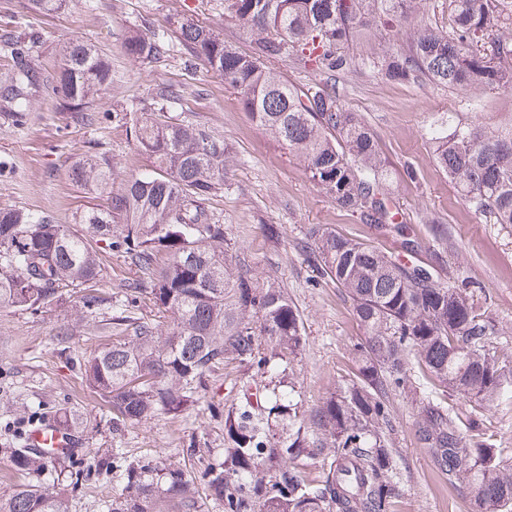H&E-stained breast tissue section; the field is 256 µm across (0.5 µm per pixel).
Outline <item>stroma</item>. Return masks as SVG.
<instances>
[{"instance_id":"obj_1","label":"stroma","mask_w":512,"mask_h":512,"mask_svg":"<svg viewBox=\"0 0 512 512\" xmlns=\"http://www.w3.org/2000/svg\"><path fill=\"white\" fill-rule=\"evenodd\" d=\"M175 13L210 23L237 50L250 47L246 29L225 16L224 0H67L52 12L35 9L31 0H0V86L14 68V41L44 78L32 88L22 119L0 111V206L47 214L70 227L80 211L106 207L127 179L150 171V158L132 136L131 119L153 106L159 86L171 87L178 93L167 106L173 121L223 136L231 162L211 209L249 264L277 277L302 317L303 343L286 371L215 369L205 377L195 405L117 433L100 399L86 387L81 363L124 336L122 317L151 323L162 335L168 332L149 298L129 301L128 286L137 273L123 253L105 240L95 245L102 269L96 288L107 299L95 313L76 312L78 299L67 294L38 310L0 305V489L27 480L9 462L10 449L22 444L20 428L38 424L42 410L59 421L69 415L80 445L51 462L50 470L69 499L70 512H105L104 501L123 492L113 449L196 478L207 464L222 461L228 446L224 415L240 404L243 383L282 384L296 406L294 423L308 427L311 413L352 378L354 348L363 336L341 291L309 264V230L331 227L385 251L401 250L399 237L337 208L287 146L250 119L236 89L204 66L186 63L168 26ZM134 31L165 37L168 52L156 59L126 55L123 44ZM75 40L107 57L112 80L91 99L88 111L62 112L46 78L57 69L60 47ZM401 42L398 28L371 29L356 38L346 49L349 70L336 76V93L378 137L388 159L395 219L409 224L421 242L416 263L433 267L440 282L467 288L489 321L488 353L502 373L499 401L478 406L453 394L447 403L461 423L477 421L485 440L512 465V225L476 214L437 167L428 144L430 127L448 118L512 129V90L461 92L386 80L379 59ZM86 155L109 157V187L94 191L71 179L74 162ZM270 225L278 228V237L267 236ZM408 385L389 402L387 435L400 486L394 512H471L468 500L443 482L416 439L425 382L414 372Z\"/></svg>"}]
</instances>
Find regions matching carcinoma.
Returning a JSON list of instances; mask_svg holds the SVG:
<instances>
[{"label":"carcinoma","mask_w":512,"mask_h":512,"mask_svg":"<svg viewBox=\"0 0 512 512\" xmlns=\"http://www.w3.org/2000/svg\"><path fill=\"white\" fill-rule=\"evenodd\" d=\"M407 0H224V14L252 35L239 53L224 34L179 13L170 23L188 61H198L242 95L252 121L302 161L312 181L336 206L360 213L368 224L402 238L418 251L413 229L395 221L388 169L377 136L336 94V74L350 67L345 48L367 28L403 27ZM448 30L420 27L408 44L381 60L388 80L444 85L459 91L512 89V37L501 30L512 16L502 0H449ZM127 55L149 58L166 42L134 34ZM0 91L22 119L28 89L41 76L21 48ZM288 57L326 75L305 87L288 82L272 63ZM111 81L110 65L92 47L72 41L61 51L54 93L65 112L88 111L89 99ZM158 107L133 123L139 148L153 159L151 172L131 177L106 210L76 217L94 236L109 240L141 273L130 284L149 295L169 332L134 319L132 334L81 365L86 386L112 414V427L145 423L160 412L177 414L196 401L207 373L236 363L263 372L288 366L302 341L303 321L275 279L261 282L241 260L224 224L210 209L230 157L224 138L204 128L167 120L164 104L177 93L162 88ZM437 166L475 212L512 225V131L445 121L429 131ZM72 180L103 187L112 179L108 158L74 165ZM309 257L350 303L364 331L355 352L357 370L338 394L311 414L314 440L296 434L272 441L265 414L285 411L286 396L267 391L266 411L243 392L241 405L224 414L229 447L224 462L200 481L179 468L130 461L125 493L107 512H201L206 501L224 512H389L399 496L392 449L381 431L388 403L417 368L433 386L477 402L495 398L500 369L486 356L491 329L469 301L467 289L442 285L432 270L332 229L310 232ZM101 275L90 240L52 217L0 206V304L38 309L78 291L80 309L98 306ZM442 479L461 489L475 512H512V469L491 445L464 444L458 417L433 394L421 398L416 426ZM320 457L321 483L297 464ZM10 463L30 474L45 458L26 446L10 449ZM0 512H70L51 474L0 492Z\"/></svg>","instance_id":"obj_1"}]
</instances>
